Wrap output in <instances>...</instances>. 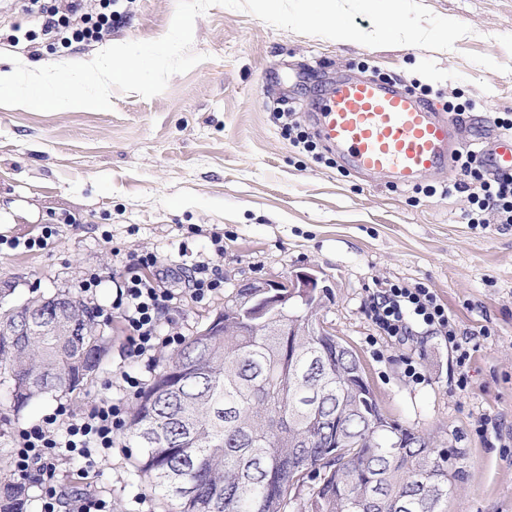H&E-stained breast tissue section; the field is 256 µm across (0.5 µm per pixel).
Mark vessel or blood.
I'll use <instances>...</instances> for the list:
<instances>
[{
  "mask_svg": "<svg viewBox=\"0 0 512 512\" xmlns=\"http://www.w3.org/2000/svg\"><path fill=\"white\" fill-rule=\"evenodd\" d=\"M312 118L319 139L351 170L391 185L446 173L462 147L455 117L390 81L341 76ZM484 159L491 172H512V133L497 135Z\"/></svg>",
  "mask_w": 512,
  "mask_h": 512,
  "instance_id": "1",
  "label": "vessel or blood"
}]
</instances>
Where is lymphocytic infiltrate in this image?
Listing matches in <instances>:
<instances>
[{"label":"lymphocytic infiltrate","instance_id":"1","mask_svg":"<svg viewBox=\"0 0 512 512\" xmlns=\"http://www.w3.org/2000/svg\"><path fill=\"white\" fill-rule=\"evenodd\" d=\"M114 14L112 0H53L42 11L45 34L57 32L68 25L77 42L101 40L111 30ZM462 178L443 189L428 187L427 195L435 192L468 193L471 209L465 218L471 224L496 221L512 224V173L489 174L482 156L473 150L456 157ZM162 262L153 252L134 256L113 270L112 281L116 297L112 307L121 314L128 331V357L154 361L160 348L180 345L181 333L160 335L161 313L174 299L161 277ZM370 317L384 335L406 339L418 330L439 331L455 337V324L445 307L438 303L430 288H409L389 283L374 289L368 296ZM127 427L126 409L110 396L93 401L90 408L76 415L64 405L42 423L19 427L13 432V472L37 487L40 512H58L60 492L56 469L60 461L79 456L94 464L96 456L111 452Z\"/></svg>","mask_w":512,"mask_h":512}]
</instances>
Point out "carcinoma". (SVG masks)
<instances>
[{
    "label": "carcinoma",
    "mask_w": 512,
    "mask_h": 512,
    "mask_svg": "<svg viewBox=\"0 0 512 512\" xmlns=\"http://www.w3.org/2000/svg\"><path fill=\"white\" fill-rule=\"evenodd\" d=\"M239 288L189 337L137 397L128 447L138 476L175 503L174 512H445L448 449L388 421L371 388L355 391L359 359L336 362V336L318 311L290 298L304 336H278L280 320L243 313ZM20 336L0 334V380L13 408L75 389L98 368L107 336L76 297L29 302ZM345 420L342 446L314 418ZM24 485L0 481V512H25Z\"/></svg>",
    "instance_id": "obj_1"
}]
</instances>
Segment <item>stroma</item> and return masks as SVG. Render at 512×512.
Wrapping results in <instances>:
<instances>
[{
    "label": "stroma",
    "instance_id": "obj_1",
    "mask_svg": "<svg viewBox=\"0 0 512 512\" xmlns=\"http://www.w3.org/2000/svg\"><path fill=\"white\" fill-rule=\"evenodd\" d=\"M421 2L470 34L450 50L372 48L214 6L194 25L191 50L202 62L171 76L157 96L116 90L109 110L0 106V302L72 293L107 322L110 340L100 369L77 389L16 412L4 406L0 385L1 476L13 475L15 427L39 423L61 403L81 413L105 393L125 399L121 372L150 380L171 356L166 348L152 365L127 358V331L112 312V269L149 250L173 270L169 316L187 337L223 312L240 284L316 274L328 290L319 318L358 355L383 414L456 452L445 512H512V226L465 223L467 194H423L440 186L436 176L416 187L370 180L334 154L292 146L283 130L287 122L311 130L314 101L353 73L402 84L441 112L464 105L459 136L478 147L512 114V0ZM175 7L176 0H116L110 33L66 45L44 36L18 0H0V70L17 60L87 62L115 42L158 39ZM40 237L44 245L35 246ZM209 258L224 286L200 302L185 274ZM94 273L100 286L81 292ZM386 281L432 288L455 322L456 344L435 332L404 341L381 335L367 295ZM461 344L471 347L463 368ZM410 357L421 382L406 375ZM58 480L63 492L103 498L112 512L172 508L135 476L121 444L91 467L60 462Z\"/></svg>",
    "mask_w": 512,
    "mask_h": 512
}]
</instances>
